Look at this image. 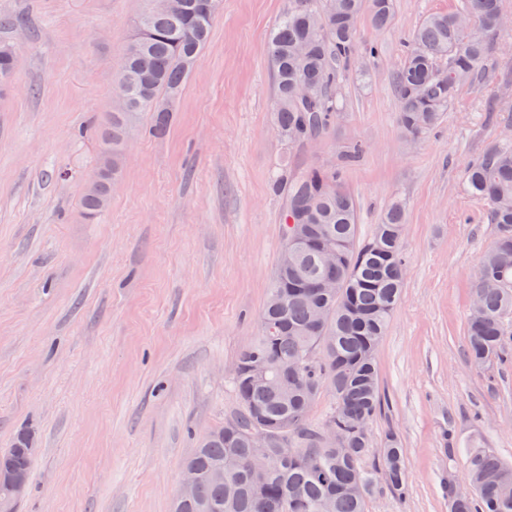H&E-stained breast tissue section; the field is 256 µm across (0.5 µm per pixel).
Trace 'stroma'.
Listing matches in <instances>:
<instances>
[{"label": "stroma", "instance_id": "obj_1", "mask_svg": "<svg viewBox=\"0 0 512 512\" xmlns=\"http://www.w3.org/2000/svg\"><path fill=\"white\" fill-rule=\"evenodd\" d=\"M455 0H394L386 30L362 23L321 139L294 147L274 126L267 51L288 0H224L164 136L142 116L107 210L81 197L96 164L82 129L113 111L112 86L146 0H0L20 52L0 91V449L27 432L38 453L17 512H171L181 468L238 400L230 382L256 336L283 243L277 171L343 170L369 236L405 204L408 274L376 354L388 398L374 444L396 434L409 494L380 488L367 512H449L443 484L478 446L512 463V364L471 365L476 264L493 241L464 167L512 116V29L433 132L408 138L393 73L404 40ZM377 44L369 56L367 44ZM366 150L351 166L354 142Z\"/></svg>", "mask_w": 512, "mask_h": 512}]
</instances>
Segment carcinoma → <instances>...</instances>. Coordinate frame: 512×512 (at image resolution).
<instances>
[{
  "label": "carcinoma",
  "mask_w": 512,
  "mask_h": 512,
  "mask_svg": "<svg viewBox=\"0 0 512 512\" xmlns=\"http://www.w3.org/2000/svg\"><path fill=\"white\" fill-rule=\"evenodd\" d=\"M222 0H186L178 14L148 8L136 23L113 95L127 100L102 124L86 132L98 155L81 207L84 218L102 213L103 187L119 176L122 147L140 116H153L152 131L169 128L175 102L206 45ZM501 0H458L448 12L428 15L407 40L393 76L397 122L419 137L442 122L460 89L472 82L487 59L493 39L504 27ZM393 0H288L273 29L268 64L275 86L278 136L293 147L323 137L341 111L338 86L354 57L360 24L391 26ZM20 53L0 41V76L16 75ZM467 192L487 205L493 242L477 261L473 298L479 312L469 313V355L478 367L503 360V320L512 316V141L486 147L462 175ZM285 194L283 246L268 288L258 334L236 365H267L266 378L232 375L237 411L226 421L232 438L218 427L197 444L185 464L203 474L224 472V481L205 479L196 495L177 499L173 512H318L330 500L332 512H366L367 500L381 486L406 496L405 448L397 435L385 436L372 456L370 432L357 421H373L387 401L380 390L375 353L402 295L407 263L402 249L404 207L391 203L369 237L359 236V204L342 184V172L308 167L276 179ZM336 250V268L323 264V252ZM336 276V287L321 281ZM330 392L334 403L322 428L311 425L315 401ZM329 430L340 436L330 443ZM266 434L274 453L269 467L250 466L254 435ZM27 433L17 434L10 462L30 477L33 461L23 448ZM470 497L453 496L451 512H512V464L485 448L466 450Z\"/></svg>",
  "instance_id": "cac0c4a2"
}]
</instances>
